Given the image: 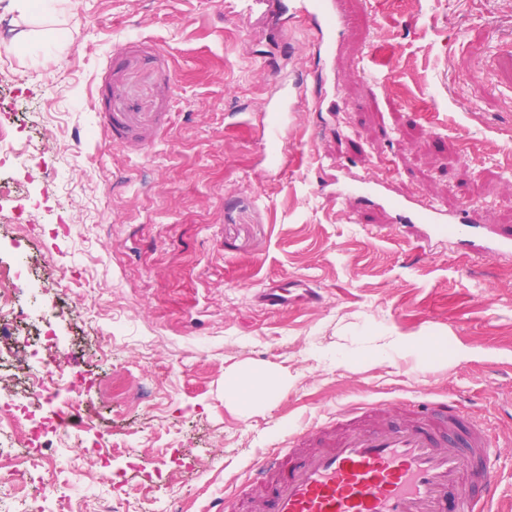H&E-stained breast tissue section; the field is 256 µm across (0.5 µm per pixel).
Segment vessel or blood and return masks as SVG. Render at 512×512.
I'll return each instance as SVG.
<instances>
[{
    "instance_id": "1",
    "label": "vessel or blood",
    "mask_w": 512,
    "mask_h": 512,
    "mask_svg": "<svg viewBox=\"0 0 512 512\" xmlns=\"http://www.w3.org/2000/svg\"><path fill=\"white\" fill-rule=\"evenodd\" d=\"M342 0H294L290 16L313 29L328 55L347 32ZM306 98L302 85L263 106L261 135L279 160L286 117ZM342 204L380 202L399 222L430 225L433 234L465 241L476 231L470 206L455 213L395 198L383 181L367 178L337 190ZM480 253L512 255V225L487 236ZM270 283L257 294L268 310L293 303ZM493 433L460 404L426 392L348 410L346 417L292 431L283 447L249 468L253 496L240 507L218 502L216 512H488L499 485Z\"/></svg>"
}]
</instances>
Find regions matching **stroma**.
<instances>
[{
    "label": "stroma",
    "mask_w": 512,
    "mask_h": 512,
    "mask_svg": "<svg viewBox=\"0 0 512 512\" xmlns=\"http://www.w3.org/2000/svg\"><path fill=\"white\" fill-rule=\"evenodd\" d=\"M239 0H60L26 15L0 0V60L18 76L0 126L38 156L0 178V265L30 263L26 321L0 320V364L51 332L81 376L84 403L49 456L133 433L90 453L74 508L211 512L242 493L258 454L350 407L430 391L498 435V504L512 512V257L485 259L333 189L384 179L393 195L512 225V0H344L335 59L304 23L251 30ZM52 63H45V52ZM308 88L271 167L260 107L279 81ZM337 98L336 116L316 111ZM36 204L27 240L15 223ZM81 279L72 294L57 278ZM310 280L312 307L269 311L255 294ZM80 305L82 316L68 310ZM428 336L445 359H366L379 337ZM343 353L336 364L331 354ZM260 367L282 390L247 410L224 376Z\"/></svg>",
    "instance_id": "stroma-1"
}]
</instances>
